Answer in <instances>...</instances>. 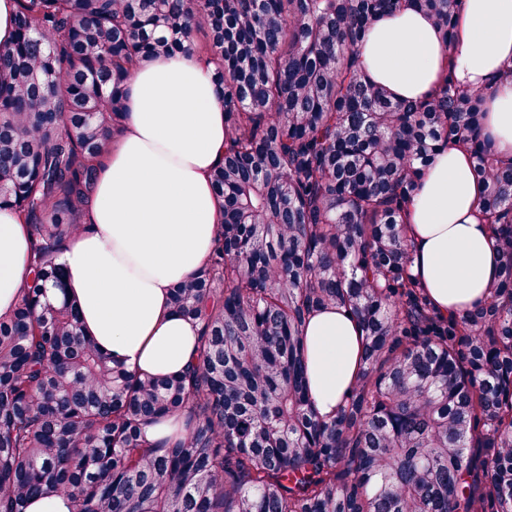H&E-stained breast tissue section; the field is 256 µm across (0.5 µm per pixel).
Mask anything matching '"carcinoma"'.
<instances>
[{
	"label": "carcinoma",
	"mask_w": 512,
	"mask_h": 512,
	"mask_svg": "<svg viewBox=\"0 0 512 512\" xmlns=\"http://www.w3.org/2000/svg\"><path fill=\"white\" fill-rule=\"evenodd\" d=\"M413 5L444 45L456 0H17L0 47V207L30 224L31 285L0 317V512H512V158L483 133L491 89L446 75L427 99L371 82L356 47ZM195 31L207 41L198 47ZM216 61L224 216L208 264L171 291L202 324L179 378L130 374L85 337L55 247L80 225L144 59ZM455 141L471 155L499 273L437 314L411 277L404 215ZM363 331L332 418L313 409L304 331L325 306ZM187 432L154 446L162 417ZM178 429L184 432L182 421L170 417L147 424L143 428V434L147 442L157 444L170 437ZM25 512H70L66 495L50 493L32 499Z\"/></svg>",
	"instance_id": "cac0c4a2"
}]
</instances>
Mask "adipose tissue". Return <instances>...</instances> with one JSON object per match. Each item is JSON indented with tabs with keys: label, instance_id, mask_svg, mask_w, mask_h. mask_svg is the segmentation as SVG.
<instances>
[{
	"label": "adipose tissue",
	"instance_id": "1",
	"mask_svg": "<svg viewBox=\"0 0 512 512\" xmlns=\"http://www.w3.org/2000/svg\"><path fill=\"white\" fill-rule=\"evenodd\" d=\"M461 26L445 49L428 15L408 6L379 18L358 45L370 81L394 98L430 96L446 74L492 94L482 127L512 155V0H458ZM215 65L192 51L138 62L126 84L118 136L97 164L81 228L57 248L66 296L84 336L138 376H179L195 361L201 325L175 314L172 288L201 270L214 248L222 206L211 174L224 161V97ZM472 159L450 145L425 168L406 215L410 274L436 311L455 316L481 303L498 274L490 230L479 216ZM35 241L28 224L0 209V317L29 282ZM362 332L344 309L311 314L304 332L313 407L343 406L361 368Z\"/></svg>",
	"mask_w": 512,
	"mask_h": 512
}]
</instances>
